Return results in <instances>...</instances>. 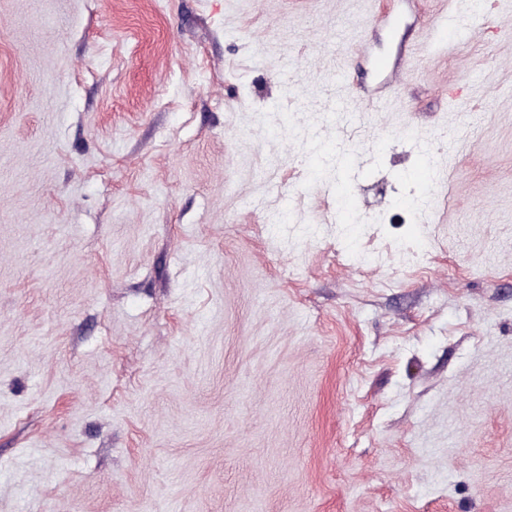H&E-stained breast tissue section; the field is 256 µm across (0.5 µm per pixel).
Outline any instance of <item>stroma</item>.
<instances>
[{
  "label": "stroma",
  "instance_id": "obj_1",
  "mask_svg": "<svg viewBox=\"0 0 512 512\" xmlns=\"http://www.w3.org/2000/svg\"><path fill=\"white\" fill-rule=\"evenodd\" d=\"M0 512H512V0H0Z\"/></svg>",
  "mask_w": 512,
  "mask_h": 512
}]
</instances>
